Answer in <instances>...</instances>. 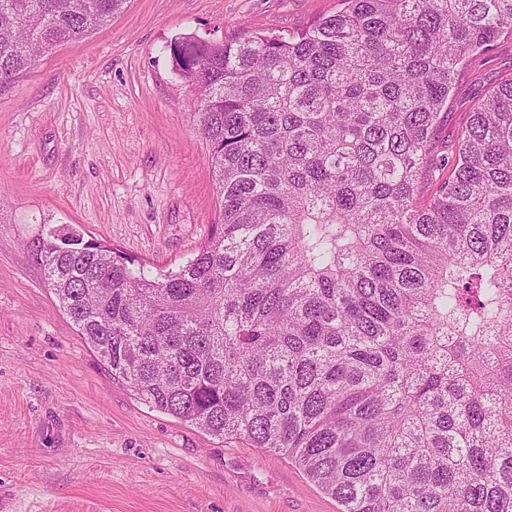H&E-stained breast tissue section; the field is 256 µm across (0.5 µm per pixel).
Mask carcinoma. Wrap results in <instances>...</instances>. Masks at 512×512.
<instances>
[{
    "label": "carcinoma",
    "instance_id": "obj_1",
    "mask_svg": "<svg viewBox=\"0 0 512 512\" xmlns=\"http://www.w3.org/2000/svg\"><path fill=\"white\" fill-rule=\"evenodd\" d=\"M126 2L0 0V83ZM340 2L169 44L222 216L177 269L55 226L27 248L148 407L287 457L341 512H512V81L431 157L512 0Z\"/></svg>",
    "mask_w": 512,
    "mask_h": 512
}]
</instances>
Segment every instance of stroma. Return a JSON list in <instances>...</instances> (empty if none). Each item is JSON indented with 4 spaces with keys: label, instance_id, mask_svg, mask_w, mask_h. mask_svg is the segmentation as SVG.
Here are the masks:
<instances>
[{
    "label": "stroma",
    "instance_id": "1",
    "mask_svg": "<svg viewBox=\"0 0 512 512\" xmlns=\"http://www.w3.org/2000/svg\"><path fill=\"white\" fill-rule=\"evenodd\" d=\"M338 0H128L89 38L0 86V512H339L287 458L203 435L114 380L26 244L67 225L174 269L218 221L196 93L171 39L298 33ZM512 80V38L467 59L434 131L449 155Z\"/></svg>",
    "mask_w": 512,
    "mask_h": 512
}]
</instances>
